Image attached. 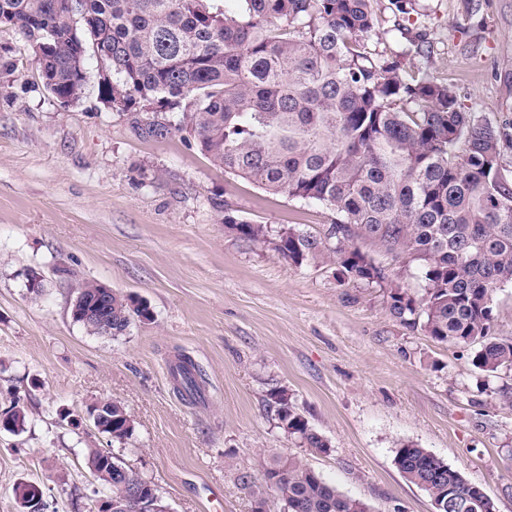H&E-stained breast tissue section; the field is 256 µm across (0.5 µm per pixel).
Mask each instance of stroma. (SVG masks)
<instances>
[{"instance_id":"35a3bbf8","label":"stroma","mask_w":512,"mask_h":512,"mask_svg":"<svg viewBox=\"0 0 512 512\" xmlns=\"http://www.w3.org/2000/svg\"><path fill=\"white\" fill-rule=\"evenodd\" d=\"M374 8L378 50L406 51L408 73L453 85L483 121L512 120V0H415L402 20L390 0ZM86 68L83 99L60 107L32 50L0 28V411L16 397L27 412L21 432L0 431V512H17L22 481L49 488L56 512H88L99 484L83 452L111 446L86 414L102 398L135 420L123 458L173 512H252L238 475L274 455L377 512H434L394 464L408 442L512 512V369L485 376L469 350L395 322L384 289L240 238L225 214L312 233L333 214L229 177L181 136H140L102 103L96 60ZM89 280L146 301L152 320L88 334L71 303ZM181 353L208 376L193 403L170 377ZM276 389L329 453L279 428Z\"/></svg>"}]
</instances>
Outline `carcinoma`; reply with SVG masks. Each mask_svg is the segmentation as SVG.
<instances>
[{
  "label": "carcinoma",
  "mask_w": 512,
  "mask_h": 512,
  "mask_svg": "<svg viewBox=\"0 0 512 512\" xmlns=\"http://www.w3.org/2000/svg\"><path fill=\"white\" fill-rule=\"evenodd\" d=\"M0 0V27L17 29L30 45L41 78L59 103L84 95L86 60L112 75L98 84L103 103L134 111L146 134H187L224 173L271 193L315 201L332 212L326 233L250 224L231 214L239 237L271 245L297 265L326 260L336 279L387 290L389 315L433 340L465 348L491 377L512 368V338L492 335L493 297L512 285V181L500 159L512 150V123L493 126L464 110L450 84L406 73L408 52L370 47L378 24L374 0ZM166 112L181 114L173 122ZM419 263L421 297L401 286L399 272L370 251ZM81 314L91 335L118 337L149 321L139 298L99 282L80 287ZM174 388L191 401L206 377L190 356L170 367ZM279 427L312 454L328 440L292 405L270 394ZM96 430L126 445L134 419L118 401L99 400ZM8 424L23 430L26 414L13 400ZM109 451L85 459L103 492L138 474ZM395 465L440 504L436 512H495L484 488L467 481L426 449L398 448ZM253 505L272 490L289 512H375L348 496L301 457H275L261 480L243 472Z\"/></svg>",
  "instance_id": "obj_1"
}]
</instances>
